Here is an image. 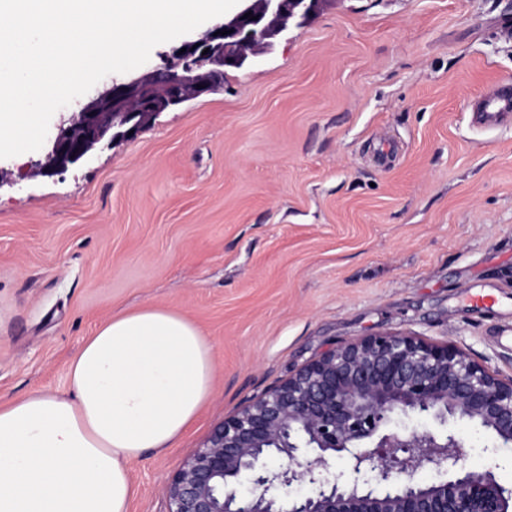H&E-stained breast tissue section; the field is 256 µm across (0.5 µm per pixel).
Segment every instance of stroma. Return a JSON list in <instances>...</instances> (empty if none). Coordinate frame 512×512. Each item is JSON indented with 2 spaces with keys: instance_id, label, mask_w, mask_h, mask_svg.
<instances>
[{
  "instance_id": "1",
  "label": "stroma",
  "mask_w": 512,
  "mask_h": 512,
  "mask_svg": "<svg viewBox=\"0 0 512 512\" xmlns=\"http://www.w3.org/2000/svg\"><path fill=\"white\" fill-rule=\"evenodd\" d=\"M508 82L512 0H325L88 163L0 159V403L65 390L112 315L180 313L215 380L172 448L131 465L130 512H166L182 462L332 345L406 333L512 376V125L468 109ZM455 428L467 466L512 487V446Z\"/></svg>"
}]
</instances>
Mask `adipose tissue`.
Here are the masks:
<instances>
[{
	"mask_svg": "<svg viewBox=\"0 0 512 512\" xmlns=\"http://www.w3.org/2000/svg\"><path fill=\"white\" fill-rule=\"evenodd\" d=\"M213 383L211 346L181 314L112 317L71 361L65 392L0 406V512H129L132 463L171 447Z\"/></svg>",
	"mask_w": 512,
	"mask_h": 512,
	"instance_id": "adipose-tissue-1",
	"label": "adipose tissue"
}]
</instances>
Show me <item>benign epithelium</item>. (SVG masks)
Returning a JSON list of instances; mask_svg holds the SVG:
<instances>
[{
    "label": "benign epithelium",
    "instance_id": "7a95c632",
    "mask_svg": "<svg viewBox=\"0 0 512 512\" xmlns=\"http://www.w3.org/2000/svg\"><path fill=\"white\" fill-rule=\"evenodd\" d=\"M324 2L239 0L162 63L104 83L48 140L38 172L87 163L156 113L214 92L225 68L268 52ZM248 12L255 19L244 17ZM395 414L424 416L429 424L391 430ZM451 421L511 446L512 376L453 343L413 335L377 333L335 345L224 421L167 481V512H512V488L490 468L465 466L466 441L448 428ZM309 450L315 457L304 463ZM338 455L349 462L346 478L330 471ZM284 459L287 465L271 468ZM428 464L439 479L423 483L418 473ZM246 474L260 494L237 495ZM302 482L313 492L286 505L270 494L276 485Z\"/></svg>",
    "mask_w": 512,
    "mask_h": 512
}]
</instances>
